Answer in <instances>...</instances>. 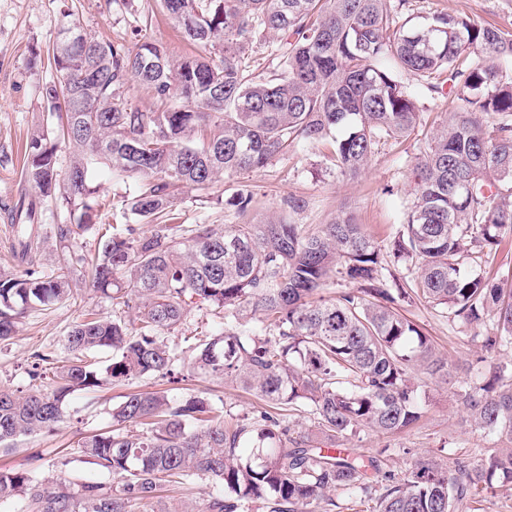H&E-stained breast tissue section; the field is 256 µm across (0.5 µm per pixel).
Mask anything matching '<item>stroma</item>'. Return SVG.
Wrapping results in <instances>:
<instances>
[{
	"mask_svg": "<svg viewBox=\"0 0 512 512\" xmlns=\"http://www.w3.org/2000/svg\"><path fill=\"white\" fill-rule=\"evenodd\" d=\"M413 13L429 16L448 13L465 16L485 25L512 27V0H412ZM75 15L92 36L134 45L151 41L162 44L172 58L190 53L177 25L162 14L157 0H126L116 8L112 0H0V270H13L14 236L11 216L20 204L36 203V221L55 224L67 220L54 198H34L24 181L26 147L31 134L46 113L45 86L51 79L41 57L59 38L68 15ZM420 122L415 131L399 141L379 145L368 166L357 177L337 174L329 146H296L277 157L265 169L230 179L218 178L208 188L183 190L176 204L181 224H259L276 210L281 199L295 196L306 201L297 223L316 231L330 223L338 212L351 214L356 223L383 251H390L399 230L402 204L414 182L412 165L446 113L450 98H418ZM253 190L247 212L213 205L212 197H230L240 188ZM464 271L480 272L499 280L512 276V240L488 253L471 249ZM401 314L418 324L433 341L437 353L452 366L449 379L416 373L426 401L425 414L408 429L395 434L362 433L351 443L355 452L382 455L386 469L400 472L415 457L440 448L460 454L476 448H500L496 435L472 430L462 423V410L456 400L458 380L464 378L470 362L480 354L468 342V329L454 325L440 309L416 300L401 304ZM115 318L112 302L93 291L88 280L78 279L68 301L27 313L21 318L10 340L0 343V387L28 391L35 385H49L55 366L64 358L63 339L85 314ZM39 370V381H31L29 370ZM186 388L206 389L224 399V407L238 419H253L268 405L232 382H211L187 374ZM160 380L145 377L115 383L104 379L97 390L71 395L64 422L51 432L19 441L14 454H0V468L31 471L38 479L69 478L85 482L111 483L112 477L84 463L79 441L107 430L112 409L134 391L164 389Z\"/></svg>",
	"mask_w": 512,
	"mask_h": 512,
	"instance_id": "1",
	"label": "stroma"
}]
</instances>
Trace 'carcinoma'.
I'll use <instances>...</instances> for the list:
<instances>
[{"mask_svg": "<svg viewBox=\"0 0 512 512\" xmlns=\"http://www.w3.org/2000/svg\"><path fill=\"white\" fill-rule=\"evenodd\" d=\"M197 53L172 59L164 47L69 34L47 51L54 71L45 98L51 125L28 142L24 176L36 196H53L73 221L52 225L63 262L45 274L36 203L14 224L25 266L0 272V341L30 310L70 298L88 272L94 291L130 310L137 326L91 317L65 336L66 360L53 382L26 395L0 387V449L51 431L79 390L115 380L166 378L179 361L193 373L231 381L272 405L303 409L322 434L288 436L289 422L266 412L253 423L224 420V400L202 394L131 393L112 409V429L81 441L87 463L115 485L42 482L0 470V507L20 512H192L165 503L160 483L190 486L211 477L221 489L205 512H331L344 494L367 512H460L483 493L512 485V448L475 457L428 453L404 471L382 467L344 442L369 429L402 430L421 417L413 372L449 376L448 362L395 306L416 298L465 328L485 355L469 366L456 396L471 427L512 442V287L461 270L468 247L498 248L512 236V30L447 13L420 22L396 16L410 0H159ZM259 45L275 63L256 79L245 55ZM413 73L425 93L453 97L454 109L416 158L414 187L401 212L392 255L404 286L388 287L382 248L343 212L310 233L294 221L305 201L289 196L264 224H160L184 187L265 168L296 144H328L336 173L355 177L380 142L399 140L419 116L415 93L398 79ZM136 82L154 109L121 101ZM74 148L66 174L56 144ZM133 179L122 200L128 223L103 234L89 255L77 240L96 231L99 186L93 169ZM253 195L224 201L238 213ZM352 284L326 299L331 278ZM213 308L219 331L177 357L169 338L192 300ZM112 351L100 370L89 354ZM145 430L135 434L131 425Z\"/></svg>", "mask_w": 512, "mask_h": 512, "instance_id": "obj_1", "label": "carcinoma"}]
</instances>
